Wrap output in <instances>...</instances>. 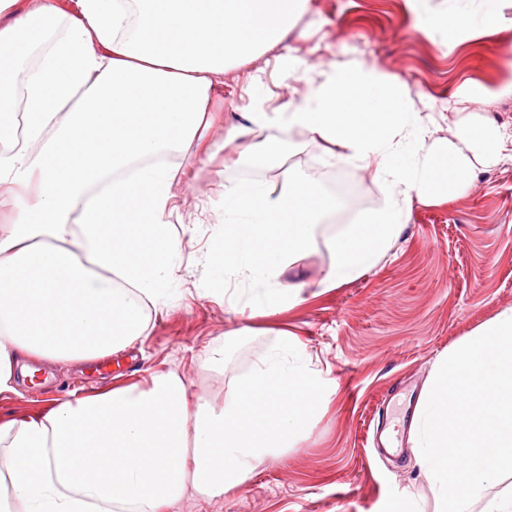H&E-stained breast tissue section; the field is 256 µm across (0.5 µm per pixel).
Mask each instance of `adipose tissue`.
Masks as SVG:
<instances>
[{"mask_svg": "<svg viewBox=\"0 0 512 512\" xmlns=\"http://www.w3.org/2000/svg\"><path fill=\"white\" fill-rule=\"evenodd\" d=\"M309 0H0V393L34 363L75 364L134 348L174 274L181 241L167 221L181 179L159 162L195 159L213 124L215 84L274 49ZM499 0L457 10L454 28L499 30ZM307 92L224 133L264 160L267 133L297 129L383 190L374 212L328 242L314 280L296 275L316 228L343 208L305 177L224 189L219 245L205 263L224 304L267 315L323 295L375 267L414 202H450L481 167L512 164V131L491 123L438 137L399 76L353 60L306 67ZM323 385L289 332L229 380L221 405L186 377L52 399L0 418V512H169L186 492L212 500L299 442Z\"/></svg>", "mask_w": 512, "mask_h": 512, "instance_id": "obj_1", "label": "adipose tissue"}]
</instances>
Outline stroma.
I'll use <instances>...</instances> for the list:
<instances>
[{
    "label": "stroma",
    "mask_w": 512,
    "mask_h": 512,
    "mask_svg": "<svg viewBox=\"0 0 512 512\" xmlns=\"http://www.w3.org/2000/svg\"><path fill=\"white\" fill-rule=\"evenodd\" d=\"M505 32L468 38L419 29L405 0H310L309 8L275 50L229 69L213 91L223 124L208 138L224 139L241 115L300 97L302 83L283 78V63L356 57L404 79L417 108L451 137L460 117L512 126V0L502 7ZM455 102V111L445 108ZM283 150L277 167L261 169L234 155L185 171L168 220L181 240L165 305L151 312L149 336L113 357L110 367L42 363L35 380L17 379L0 396V417L45 408L68 391L90 393L173 369L193 393L214 398L213 372L196 359L231 329L251 325L253 336L229 344L225 378L248 370L276 341L278 331L299 336L325 388L326 411L309 422L298 447L260 464L224 497L187 493L170 512H381L386 501L411 493L423 512L434 496L411 450L398 461L380 458L370 442L377 408L397 384L422 389L439 354L497 311L512 307V165L479 172L458 199L414 202L392 249L364 276L294 309L252 320L228 312L224 295L204 279L203 262L224 217L225 186L244 178L281 186L303 175L318 187L352 178L363 196L382 199L369 176L327 158L319 143L270 131Z\"/></svg>",
    "instance_id": "stroma-1"
}]
</instances>
